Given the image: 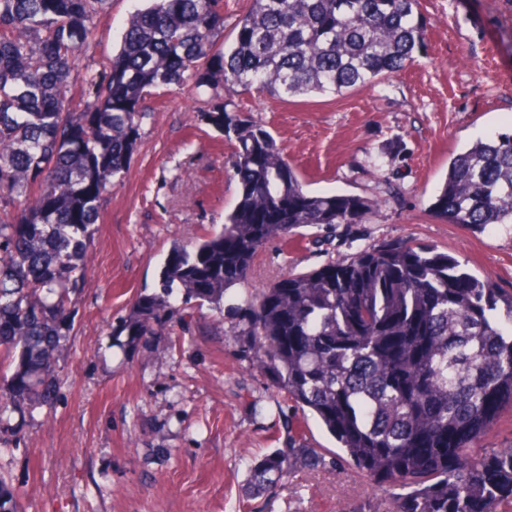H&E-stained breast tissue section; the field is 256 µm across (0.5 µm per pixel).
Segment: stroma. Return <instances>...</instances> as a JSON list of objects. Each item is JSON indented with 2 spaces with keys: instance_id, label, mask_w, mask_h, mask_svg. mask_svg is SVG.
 Instances as JSON below:
<instances>
[{
  "instance_id": "obj_1",
  "label": "stroma",
  "mask_w": 512,
  "mask_h": 512,
  "mask_svg": "<svg viewBox=\"0 0 512 512\" xmlns=\"http://www.w3.org/2000/svg\"><path fill=\"white\" fill-rule=\"evenodd\" d=\"M140 0H110L83 61L109 67ZM425 46L400 72L343 95L237 96L318 194L374 202L364 223L329 238L307 227L266 246L233 301L254 299L286 272H305L386 241H411L462 261L512 292V228L439 220L431 204L452 157L512 131V0H420ZM138 149L110 188L91 260L74 295L58 361L56 401L0 445V476L23 512H350L378 491L337 464L336 441L296 417L253 366L240 311L187 309L172 330L116 333L140 296L156 293L172 243L193 246L237 199L232 144L200 123L192 86L151 96ZM298 419L326 468L301 471L272 495L246 498L250 464L288 444Z\"/></svg>"
}]
</instances>
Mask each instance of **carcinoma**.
Instances as JSON below:
<instances>
[{"label": "carcinoma", "mask_w": 512, "mask_h": 512, "mask_svg": "<svg viewBox=\"0 0 512 512\" xmlns=\"http://www.w3.org/2000/svg\"><path fill=\"white\" fill-rule=\"evenodd\" d=\"M109 69L80 58L108 0H0V443L58 391L72 294L83 280L105 191L127 170L146 100L190 81L206 96L198 118L235 141L238 199L219 228L188 250L175 244L117 330L154 336L184 304L224 306L258 254L297 229L362 224L360 195L305 189L264 126L243 118L238 93L340 95L376 86L423 47L420 0H250L234 40L224 0H146ZM85 100L71 109L75 93ZM448 224L512 226V133L477 140L448 164L431 206ZM253 364L294 407L312 412L358 474L403 492L381 511L512 512V445L472 444L512 407V292L434 248L383 243L302 273L247 303ZM326 459L301 432L250 468L249 494ZM0 512H22L0 476Z\"/></svg>", "instance_id": "cac0c4a2"}]
</instances>
